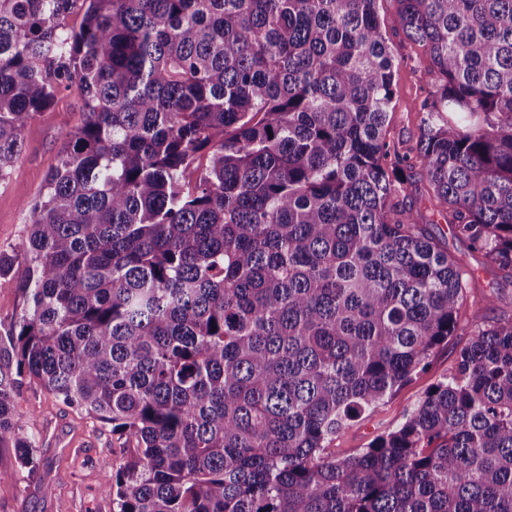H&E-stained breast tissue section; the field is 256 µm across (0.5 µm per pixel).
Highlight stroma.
Segmentation results:
<instances>
[{"label": "stroma", "instance_id": "stroma-1", "mask_svg": "<svg viewBox=\"0 0 512 512\" xmlns=\"http://www.w3.org/2000/svg\"><path fill=\"white\" fill-rule=\"evenodd\" d=\"M382 29L396 58L395 90L386 124L388 141L413 145L420 134L421 116L415 106L438 82L422 47L410 41L398 24L396 0H378ZM83 100L76 89L59 91L51 107L39 113L24 133L25 147L8 179L0 183V252L18 249L26 237V204L38 196L58 163L59 150L80 118ZM428 230L449 252L475 272L469 295L480 298L499 288L503 299L483 309L485 322L512 318V279H493L484 254L470 251L453 237L439 213H426ZM470 340L460 332L440 347L427 371L401 387L379 413L366 416L339 434L330 453L346 457L366 447L385 428L398 423L426 390L447 375L457 351ZM16 418L25 432L39 439L35 470L21 468L11 448H0V470L12 480L0 483V512H112V500L100 491L105 474L119 465L122 448L111 425L101 423L51 395L36 380L24 379L15 398Z\"/></svg>", "mask_w": 512, "mask_h": 512}]
</instances>
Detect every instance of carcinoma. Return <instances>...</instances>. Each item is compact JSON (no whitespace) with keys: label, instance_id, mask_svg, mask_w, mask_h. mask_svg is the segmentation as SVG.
Instances as JSON below:
<instances>
[{"label":"carcinoma","instance_id":"carcinoma-1","mask_svg":"<svg viewBox=\"0 0 512 512\" xmlns=\"http://www.w3.org/2000/svg\"><path fill=\"white\" fill-rule=\"evenodd\" d=\"M377 0H0V182L61 88L84 101L26 206L0 331L20 381L112 426V512H512V319L357 454L327 444L462 328L474 271L400 200L411 154L454 236L512 274V0H398L439 84L385 139ZM82 13L79 28L65 20ZM23 266L16 267L6 279H0V323L7 327L16 320L23 310V300L18 290L25 279Z\"/></svg>","mask_w":512,"mask_h":512}]
</instances>
